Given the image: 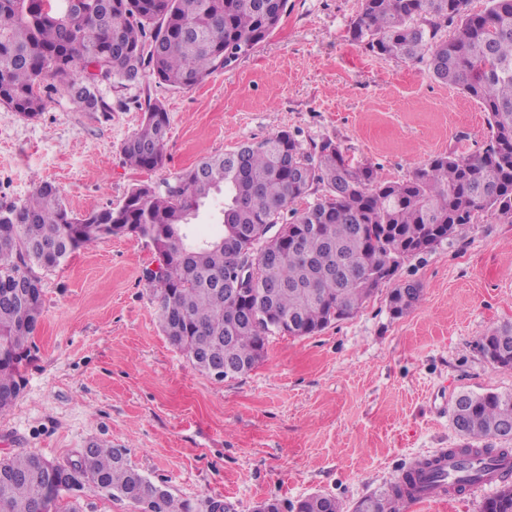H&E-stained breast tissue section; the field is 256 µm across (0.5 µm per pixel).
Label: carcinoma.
Returning a JSON list of instances; mask_svg holds the SVG:
<instances>
[{
    "mask_svg": "<svg viewBox=\"0 0 512 512\" xmlns=\"http://www.w3.org/2000/svg\"><path fill=\"white\" fill-rule=\"evenodd\" d=\"M0 0V105L27 119L46 107L42 88L67 93L85 112H109L98 75L118 82L152 77L189 88L232 68L279 26L288 0ZM363 0L350 28L366 51L427 62L438 81L461 89L487 113L489 136L468 157L435 155L401 182L372 164L350 161L331 139L304 144L287 130L201 158L174 181L138 184L117 207L77 217L57 187L36 183L20 205L0 207V414L21 391V367L42 315L40 272L101 240L149 243L159 272L145 280L159 303L169 343L210 376L235 377L265 357L272 336H310L347 319L409 258L454 239L491 213L512 224V0ZM454 26L451 38L442 30ZM170 118L147 101L140 127L122 145L126 163L153 171L166 163ZM223 196L214 234L197 231L201 209ZM308 200L302 209L293 207ZM299 238L301 257L290 239ZM253 272L234 295L238 267ZM417 283L389 296L400 318L421 297ZM482 351L512 369V325L494 327ZM456 432L469 443L451 448L462 492L490 469L512 460L491 441L512 432V394L469 392L452 409ZM44 457L22 452L0 460V512H80L78 492L92 483L152 512L193 506L131 468L118 448L95 443L73 465L47 471ZM483 512H512V466ZM370 497L357 512H389V497ZM292 512H343L315 494Z\"/></svg>",
    "mask_w": 512,
    "mask_h": 512,
    "instance_id": "1",
    "label": "carcinoma"
}]
</instances>
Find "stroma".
Instances as JSON below:
<instances>
[{
	"instance_id": "obj_1",
	"label": "stroma",
	"mask_w": 512,
	"mask_h": 512,
	"mask_svg": "<svg viewBox=\"0 0 512 512\" xmlns=\"http://www.w3.org/2000/svg\"><path fill=\"white\" fill-rule=\"evenodd\" d=\"M361 9L362 0H288L279 27L232 69L187 89L151 78L101 85L106 114L56 89L33 120L0 106V206L22 204L46 180L74 214L116 207L137 183L174 180L281 129L331 139L391 181L436 154L479 150L480 104L425 63L351 41ZM150 98L170 127L164 167L146 172L126 165L121 147ZM152 261L145 241L119 237L43 274L32 359L0 415V458L33 451L65 465L97 442L196 506L214 498L251 512L265 499L326 494L353 512L415 458L461 445L450 417L459 393H512V369L481 351L489 329L512 323V224L494 216L411 258L353 317L272 337L255 369L223 380L163 335L143 277ZM399 281L423 295L395 319L388 296Z\"/></svg>"
}]
</instances>
